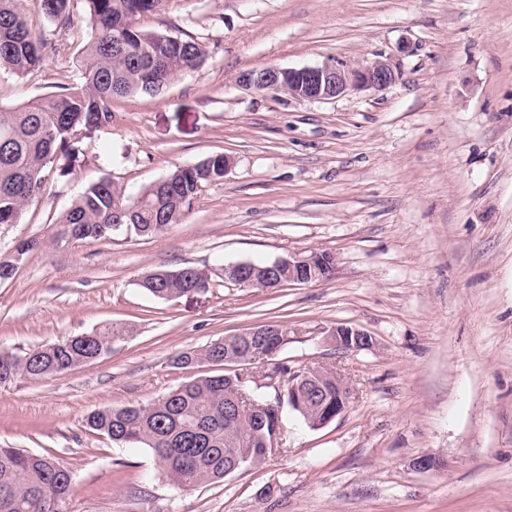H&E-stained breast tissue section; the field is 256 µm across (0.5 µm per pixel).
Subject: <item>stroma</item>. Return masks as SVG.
I'll return each mask as SVG.
<instances>
[{
	"label": "stroma",
	"instance_id": "35a3bbf8",
	"mask_svg": "<svg viewBox=\"0 0 512 512\" xmlns=\"http://www.w3.org/2000/svg\"><path fill=\"white\" fill-rule=\"evenodd\" d=\"M21 7L47 46L26 75L0 69L2 109L75 83L92 35L53 29L40 0ZM139 25L195 40L203 63L116 100L111 129L79 132L86 164L49 172L42 199L0 226L1 259L40 242L0 282V350L124 333L93 363L0 385V446L67 467V512H512V0H159ZM380 54L400 72L380 92L308 100L238 82ZM216 154L223 180L161 235L54 242L83 186L107 175L135 193ZM310 252L334 256L330 279H218L172 300L138 285ZM265 323L287 325L288 343L262 370L330 366L349 389L342 414L313 429L283 410L280 452L190 490L150 449L88 428L93 411L216 371L176 355ZM339 324L372 345L337 348Z\"/></svg>",
	"mask_w": 512,
	"mask_h": 512
}]
</instances>
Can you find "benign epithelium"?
<instances>
[{
	"label": "benign epithelium",
	"instance_id": "obj_1",
	"mask_svg": "<svg viewBox=\"0 0 512 512\" xmlns=\"http://www.w3.org/2000/svg\"><path fill=\"white\" fill-rule=\"evenodd\" d=\"M398 78L399 71L392 59L380 56L358 67L335 61L301 68L269 66L242 73L239 83L258 93L285 91L292 97L325 100L340 97L351 90L383 91ZM333 263L334 258L329 254L294 255L278 259L261 270L245 262L235 264L224 268V276L243 288L262 287L280 279V270L286 266L288 283L307 285L322 281V275L332 269ZM329 336L336 346L346 349H362L373 343L367 332L342 324L332 329ZM333 376L340 390L335 415H340L348 402L346 386L341 377L335 376V372L326 366H309L291 373L288 378V406L309 413L317 389Z\"/></svg>",
	"mask_w": 512,
	"mask_h": 512
}]
</instances>
